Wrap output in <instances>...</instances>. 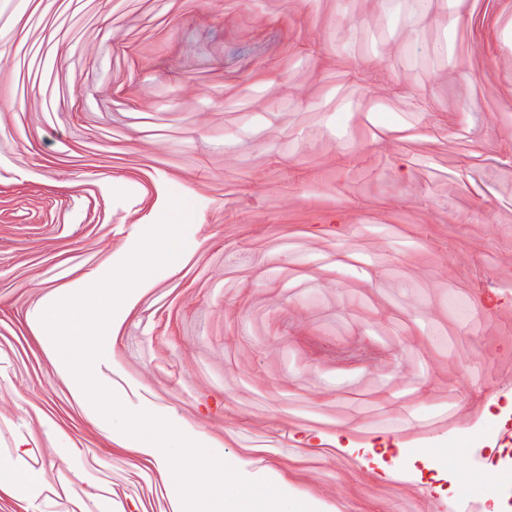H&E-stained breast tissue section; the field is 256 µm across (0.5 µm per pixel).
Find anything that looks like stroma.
<instances>
[{"label": "stroma", "mask_w": 512, "mask_h": 512, "mask_svg": "<svg viewBox=\"0 0 512 512\" xmlns=\"http://www.w3.org/2000/svg\"><path fill=\"white\" fill-rule=\"evenodd\" d=\"M42 0L0 19V424L63 492L108 441L36 309L108 274L171 196L185 248L112 318L98 381L313 512H438L421 453L473 501L481 418L512 398V0ZM345 265H337V255Z\"/></svg>", "instance_id": "35a3bbf8"}]
</instances>
